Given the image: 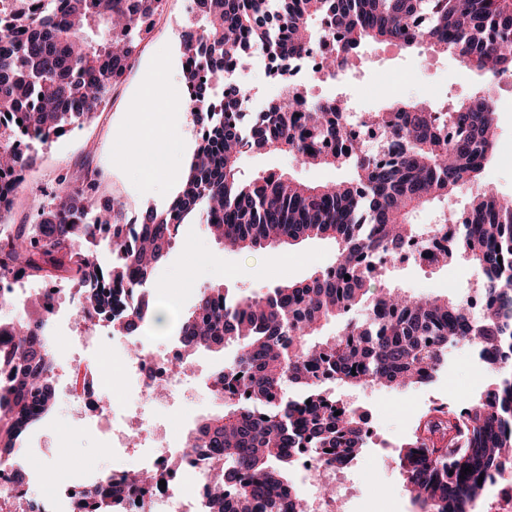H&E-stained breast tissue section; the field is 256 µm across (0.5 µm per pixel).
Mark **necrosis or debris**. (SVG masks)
<instances>
[{
  "label": "necrosis or debris",
  "mask_w": 512,
  "mask_h": 512,
  "mask_svg": "<svg viewBox=\"0 0 512 512\" xmlns=\"http://www.w3.org/2000/svg\"><path fill=\"white\" fill-rule=\"evenodd\" d=\"M324 53L319 45L288 65L267 53L256 59L270 84L281 90L286 82L301 84L321 75ZM102 282L93 272L79 287L47 288L37 280L8 276L0 279V315L10 314L16 304L34 295L43 304L47 321H55L64 308L81 319L84 331L68 341V356L58 353L66 342L63 337H50L52 390L111 444L112 467L98 473L96 481L103 486L120 484V512H206L207 487L215 476L208 451L183 453L176 419L159 422L144 410L112 406L106 398L117 376L131 381V398H147L154 408L174 406L185 396V373L171 370L184 358L181 340L175 336L157 347L145 337L115 333L110 313L83 303L85 291ZM37 455L30 442L20 458L0 459V503L27 504V512H91L95 495L86 482L88 468L71 467L56 481L50 469L29 466V459ZM137 472L161 475L164 482L139 489L128 482Z\"/></svg>",
  "instance_id": "obj_1"
}]
</instances>
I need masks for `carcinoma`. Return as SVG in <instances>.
<instances>
[{
  "mask_svg": "<svg viewBox=\"0 0 512 512\" xmlns=\"http://www.w3.org/2000/svg\"><path fill=\"white\" fill-rule=\"evenodd\" d=\"M165 2L52 0L46 16L19 9L0 18V118L24 112L23 130L34 143L90 120L131 66L147 33L141 17L163 14ZM198 15L180 44L203 132L168 207L147 213L128 244L118 202L102 205L93 223L72 222L77 211L92 209L96 182L62 175L59 191L34 215L41 234L33 236L24 224L11 239H0V275L79 281L98 267L89 259L98 228H111L107 276L118 287L88 293L85 304L112 312L119 286L148 281L183 224L203 223L240 252L334 240V261L308 278L253 298L221 285L207 288L180 321L178 335L190 356L237 346L213 382L224 408L202 418L186 442L213 453V466L222 471L209 490L208 512H305L288 478L297 470L295 455L321 452L326 465L340 467L369 441L365 413L332 387L425 385L457 344L490 366L491 382L460 407L439 406L422 416L390 459L417 512H473L503 460L512 458V202L491 190L477 194L463 223L443 218L458 224L457 234L427 253L435 265L462 257L478 266L484 302L476 313L465 296L374 291L371 261L426 245L430 233L417 232L411 215L481 178L496 148L492 99L479 91L443 114L408 101L368 113L370 125L399 142L388 157L382 145L370 146L336 120L345 110L341 100L319 99L300 110L297 86L244 130L232 122L246 101L243 91L204 82L201 74L218 77L224 58L245 64L263 51L289 62L320 40L315 23L324 19L336 31L323 62L326 78L345 71L369 42L402 49L426 42L489 78L512 74V0H199ZM0 140V159H10L0 164L6 179L32 156L7 148L4 129ZM254 149L289 152L307 165L350 167L354 176L309 185L265 172L243 181L239 161ZM357 308L363 309L359 320L321 337L326 324ZM152 316L148 299L121 315L118 328L131 334ZM43 325L30 318L0 332L13 366L8 402L0 398V458L16 453L36 418L53 406Z\"/></svg>",
  "mask_w": 512,
  "mask_h": 512,
  "instance_id": "obj_1",
  "label": "carcinoma"
}]
</instances>
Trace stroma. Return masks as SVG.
<instances>
[{
	"label": "stroma",
	"instance_id": "stroma-1",
	"mask_svg": "<svg viewBox=\"0 0 512 512\" xmlns=\"http://www.w3.org/2000/svg\"><path fill=\"white\" fill-rule=\"evenodd\" d=\"M188 20L182 0H168L166 10L145 34L131 68L115 85L94 118L79 129L62 134L39 146L34 165L23 172L28 187L14 204L15 221L29 223L32 214L44 201L45 193L57 186L64 172L90 166L100 171L97 199L116 197L126 204L130 214L142 215L151 207L167 206L177 194L180 183L171 179L173 171L190 161L197 143V119L185 112L180 100L184 81L180 33ZM154 79L172 110L167 133V153L149 159L124 158L118 133L131 122L149 125L154 114L140 97L145 79ZM310 88L318 97H348L357 112H377L396 99L422 102L433 110L450 108L452 103L481 89H489L496 108L497 149L487 166L483 180L503 198L512 199V83L485 84L483 75L470 71L452 53H438L427 45L402 50L387 43L367 45L356 68L336 79L319 78ZM153 167L157 176L151 186H144L141 171ZM243 178L265 172L288 173L307 184L352 179L348 168L309 167L286 152L251 151L240 161ZM336 252L328 239L306 240L276 249L248 253L231 252L214 240L204 225H181L175 244L166 261L150 282L156 310L180 317L189 312L206 288L223 285L241 297L259 295L268 288L287 281H298L319 266L330 264ZM481 274L469 261L459 258L433 269L396 260L389 263L380 287H395L411 294L452 291L469 293L479 287ZM234 354L233 347L218 352H201L196 359L199 370L193 388L183 400L179 414L189 423L220 410L207 390V374L220 369ZM490 372L467 346L448 351V363L435 380L407 391L357 388L342 391L341 396L353 406L372 413L376 432L351 474L355 486L345 512H365L364 503L377 498L379 512H413L404 481L380 448V441L400 445L409 436L416 420L435 404L459 405L484 391ZM67 439H60L61 430ZM42 460L53 463L65 456L74 462H92L97 469L112 466V451L99 438L81 429L73 420L68 406H61L50 426L38 434Z\"/></svg>",
	"mask_w": 512,
	"mask_h": 512
}]
</instances>
